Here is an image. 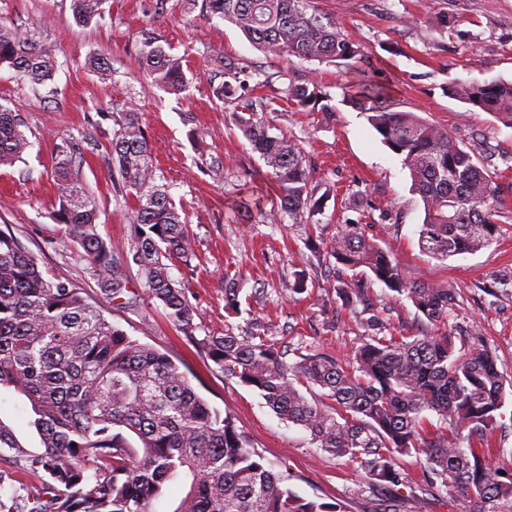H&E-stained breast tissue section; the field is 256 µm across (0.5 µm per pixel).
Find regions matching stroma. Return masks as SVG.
Returning a JSON list of instances; mask_svg holds the SVG:
<instances>
[{
    "label": "stroma",
    "mask_w": 512,
    "mask_h": 512,
    "mask_svg": "<svg viewBox=\"0 0 512 512\" xmlns=\"http://www.w3.org/2000/svg\"><path fill=\"white\" fill-rule=\"evenodd\" d=\"M325 14L342 22L358 44L362 68L386 88L396 109L446 126L472 152L512 155V127L485 112L468 111L450 94L453 84L472 79L512 80V0H316ZM102 19L75 23L70 0H0V21L35 29L56 50L57 72L47 86L31 89L14 72L0 68V103L20 114L33 144L25 160L0 170V229L13 232L47 276L66 278L100 299L86 261L77 256L53 214L59 207L54 176L57 151L72 146V168L99 209V231L115 249L126 248L132 226L125 194L112 169L113 113L134 109L147 133L151 156L182 207L195 255L190 265L174 263L195 307L194 337L177 330L145 300L138 311L105 306L115 326L166 353L187 373L210 405L231 415L254 449L298 495L335 503L341 512H373L379 499L398 497L405 512H465L467 505L428 486L416 456L397 465L406 476L389 489L371 484L345 459L316 448L302 427L282 421L259 394L223 372L198 347V339L250 328L254 321L279 327L277 347L287 362L293 348L348 359L367 336L364 314L343 306L337 290L351 274L313 249L309 234L328 239L339 224L354 219L370 225L390 248L406 275L417 281L450 284L461 291L449 328L476 331L512 376V194L498 209L505 229L490 247L441 262L423 254L418 232L423 205L411 190L401 159L349 103L350 76L332 63L294 62L266 57L237 28L201 12L181 15L176 0L158 9L155 0H105ZM162 37L181 57L192 84L175 95L160 89L139 64L143 30ZM249 69L273 73L262 93L268 116L283 133L300 139L314 168L322 208L315 232L288 223L260 222L237 204L265 196L266 169L242 137L230 129V105L213 94L210 47ZM104 54L111 77L88 66ZM315 76L329 94L333 111L302 108L289 100L290 79ZM307 270L305 293H294L295 271ZM234 278L258 303L233 313L224 302V284ZM379 317L410 332L425 330L412 303L383 284H372Z\"/></svg>",
    "instance_id": "35a3bbf8"
}]
</instances>
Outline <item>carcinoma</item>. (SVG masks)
Here are the masks:
<instances>
[{
  "instance_id": "obj_1",
  "label": "carcinoma",
  "mask_w": 512,
  "mask_h": 512,
  "mask_svg": "<svg viewBox=\"0 0 512 512\" xmlns=\"http://www.w3.org/2000/svg\"><path fill=\"white\" fill-rule=\"evenodd\" d=\"M102 0H72L75 22L101 15ZM211 18L242 31L267 57L334 62L354 68L358 46L342 23L321 14L314 0H202ZM210 56L226 77L214 94L227 96L229 80L253 74ZM139 62L170 92L186 91L181 61L149 30L143 32ZM0 66L33 86L51 81L54 50L37 30L0 22ZM301 107L334 112L329 96L307 77L287 87ZM451 94L471 112H487L512 125V81H470ZM349 99L367 112L383 143L402 159L413 191L424 207L418 232L421 251L437 260L477 252L501 231L495 203L503 178L493 155L482 159L448 129L412 112L393 109L382 87L365 80ZM266 97L245 94L233 113L234 126L267 168L276 201L260 211L262 222L308 227L317 200L307 157L297 138L273 133ZM118 126L110 144L128 199L133 234L116 251L98 232L99 211L72 178L68 147L58 151L55 173L60 208L54 219L82 250L101 292L113 307L135 311L143 304L131 289L130 270L166 318L195 339V307L184 284L173 279V261L190 264L193 241L187 220L156 175L140 113H112ZM18 114L0 104V167L24 160L32 147ZM324 253L357 278L344 290L347 305L369 306L365 285L380 282L410 300L420 317L448 325L457 292L410 280L393 252L359 224H340L323 242ZM272 327L256 332L230 329L196 343L227 380L258 391L281 419L310 433L311 443L346 459L378 485L399 486V455L424 460V475L466 512H512V470L492 465L490 436L503 427L506 387L498 359L471 334L401 333L371 336L341 362L321 353L296 351L283 360ZM319 388L324 402L304 391ZM22 396L39 450L24 446L0 421V449L8 461L40 475L38 493L8 489L0 481V512H155L153 503L180 483L183 492L169 512H339L337 507L293 492L250 446L229 415L212 408L188 375L168 355L114 326L83 289L50 279L11 233L0 231V389ZM439 417L428 425L424 412Z\"/></svg>"
}]
</instances>
